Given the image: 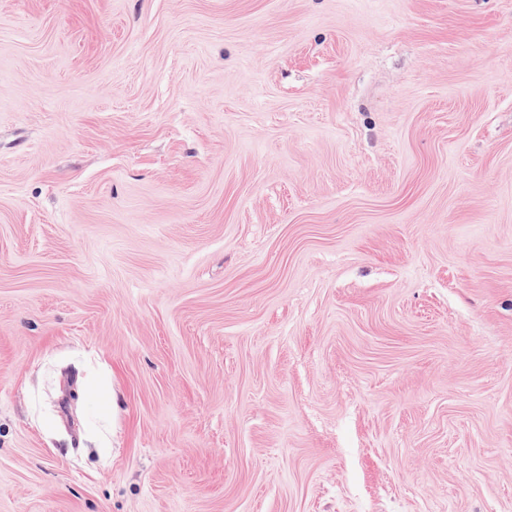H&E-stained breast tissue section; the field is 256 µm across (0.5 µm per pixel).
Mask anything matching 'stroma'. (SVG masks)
<instances>
[{"mask_svg":"<svg viewBox=\"0 0 512 512\" xmlns=\"http://www.w3.org/2000/svg\"><path fill=\"white\" fill-rule=\"evenodd\" d=\"M0 512H512V0H0Z\"/></svg>","mask_w":512,"mask_h":512,"instance_id":"1","label":"stroma"}]
</instances>
